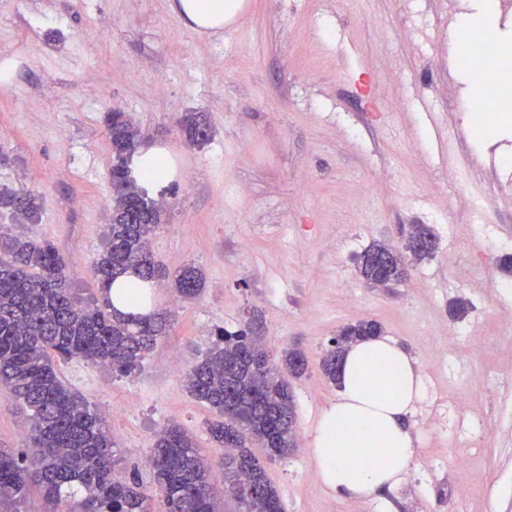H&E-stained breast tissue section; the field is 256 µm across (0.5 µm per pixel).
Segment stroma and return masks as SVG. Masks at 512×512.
I'll use <instances>...</instances> for the list:
<instances>
[{
    "label": "stroma",
    "instance_id": "stroma-1",
    "mask_svg": "<svg viewBox=\"0 0 512 512\" xmlns=\"http://www.w3.org/2000/svg\"><path fill=\"white\" fill-rule=\"evenodd\" d=\"M172 0H0V189L41 197L36 222L0 215V231L54 243L76 273L80 297L97 295L91 268L104 249L112 165L104 117L118 108L145 144L166 149L169 178L151 240L168 272L200 267L201 294L174 302L151 285V306L171 326L128 375L82 360H57L61 379L107 415L122 474L149 479L157 435L169 425L203 454L221 449L214 414L189 394L185 375L218 329L252 328L275 357L298 349L306 375L290 379L297 447L268 458L253 445L284 512H512V286L499 256L512 253V132L486 145L470 127L468 80L453 67L450 28L462 0H245L235 21L202 31ZM89 28L104 40L85 42ZM434 113L451 142L434 156ZM206 117L210 140L190 143L185 117ZM68 151H61L59 134ZM488 198L471 238L466 203ZM430 225L438 250L390 288L357 272L368 246ZM491 268L493 283L475 280ZM468 311L455 318L452 304ZM379 322L419 363L425 398L410 422L419 453L388 504L343 499L316 477L308 455L336 385L319 367L339 330ZM459 331L456 342L448 334ZM447 358L449 371L437 370ZM479 400L484 448L454 440L435 420V393ZM124 407L114 417L112 407ZM28 444V423L0 389V447ZM467 486L455 499L451 488Z\"/></svg>",
    "mask_w": 512,
    "mask_h": 512
}]
</instances>
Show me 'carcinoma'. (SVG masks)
Listing matches in <instances>:
<instances>
[{"label": "carcinoma", "instance_id": "carcinoma-1", "mask_svg": "<svg viewBox=\"0 0 512 512\" xmlns=\"http://www.w3.org/2000/svg\"><path fill=\"white\" fill-rule=\"evenodd\" d=\"M210 126L185 118L189 139ZM106 135L112 148L109 177L128 186L112 200L104 252L94 265L99 297L83 301L72 292L68 260L48 241L0 234V386L9 392L30 423L28 450L0 448V512H22L32 489L43 500V512H276L280 502L266 470L249 448L255 441L271 457H285L296 448V417L288 382L272 363L261 337L251 330L219 333L218 343L185 377L186 388L209 405L215 419L208 424L224 454L210 460L193 438L176 425L161 430L149 465L152 488L138 477L122 479L104 418L86 398L64 384L52 355L78 358L128 375L136 371L166 332L160 313H125L127 289L147 306V283L162 276L150 251L160 223L161 207L138 184L131 168L141 130L125 112H109ZM33 220L38 196L0 191V209ZM433 237L426 224L410 226L407 253L374 244L363 252L358 273L373 287L406 279L412 262L432 256L415 247ZM203 286L201 271L188 266L172 283L177 295L196 297ZM381 334L374 320H360L340 330L321 370L336 380V360L346 348ZM293 376L307 370L304 356L291 350L284 359ZM224 471V502L212 491V467ZM248 479L252 493L239 491Z\"/></svg>", "mask_w": 512, "mask_h": 512}]
</instances>
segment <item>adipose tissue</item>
<instances>
[{"label":"adipose tissue","mask_w":512,"mask_h":512,"mask_svg":"<svg viewBox=\"0 0 512 512\" xmlns=\"http://www.w3.org/2000/svg\"><path fill=\"white\" fill-rule=\"evenodd\" d=\"M243 0H177L174 9L201 27L229 23ZM494 0H476L456 25L460 41L495 34L498 56L512 41L498 37ZM424 397L420 367L398 341L371 336L352 344L336 373V399L320 414L308 450L320 481L341 497L385 499L418 454L409 418Z\"/></svg>","instance_id":"obj_1"}]
</instances>
